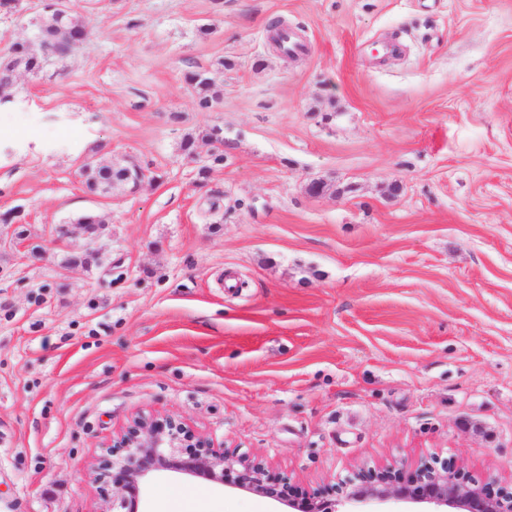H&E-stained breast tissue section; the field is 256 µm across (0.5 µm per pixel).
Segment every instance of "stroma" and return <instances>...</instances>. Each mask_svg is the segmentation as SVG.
<instances>
[{
    "label": "stroma",
    "instance_id": "stroma-1",
    "mask_svg": "<svg viewBox=\"0 0 512 512\" xmlns=\"http://www.w3.org/2000/svg\"><path fill=\"white\" fill-rule=\"evenodd\" d=\"M73 4L89 39L0 104V512H98L139 412L299 497L388 464L512 482V0ZM86 157L145 177L92 193ZM272 510L175 472L139 506ZM205 72V69L192 72L191 74L197 75L199 78L195 84L194 81L189 78L188 82L195 90L199 109L202 111H210L217 102V96L212 92V83L203 77Z\"/></svg>",
    "mask_w": 512,
    "mask_h": 512
}]
</instances>
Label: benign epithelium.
I'll return each instance as SVG.
<instances>
[{"mask_svg":"<svg viewBox=\"0 0 512 512\" xmlns=\"http://www.w3.org/2000/svg\"><path fill=\"white\" fill-rule=\"evenodd\" d=\"M43 11L61 18L73 11L70 0H43ZM91 33L82 21L63 29L58 47L68 52L83 44ZM30 54L48 61L56 48L40 36L16 42ZM111 460L93 473L105 502L101 512H136L141 489L148 480L164 471L190 477H203L238 491L257 494L278 502L293 512H359L389 501L418 508V512H512V487L491 482L479 483L454 464L441 468L423 466L416 470L413 484L399 482L397 470L387 466L362 479V486L346 491L340 498L321 501L307 497L300 502L288 487L271 481L263 464L240 459L229 463L225 451L195 435L185 423L167 419L163 422L136 415L127 429L106 446Z\"/></svg>","mask_w":512,"mask_h":512,"instance_id":"1","label":"benign epithelium"}]
</instances>
